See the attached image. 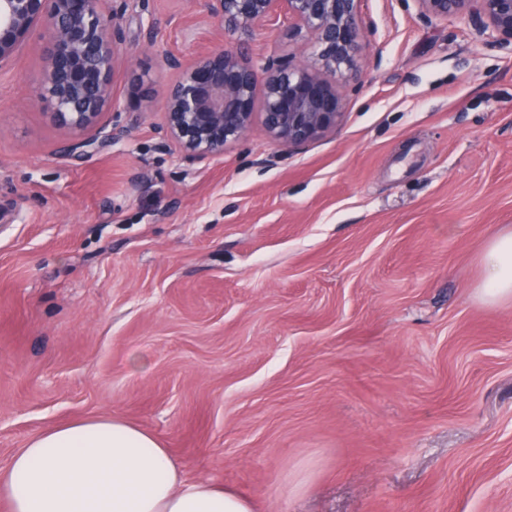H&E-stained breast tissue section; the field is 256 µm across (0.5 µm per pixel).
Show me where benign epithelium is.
<instances>
[{"label": "benign epithelium", "instance_id": "benign-epithelium-1", "mask_svg": "<svg viewBox=\"0 0 512 512\" xmlns=\"http://www.w3.org/2000/svg\"><path fill=\"white\" fill-rule=\"evenodd\" d=\"M423 18L468 15L474 35L512 47V0H414ZM358 0H203L228 34L284 18L300 62L243 61L245 47L221 45L185 64L174 55L165 65L176 79L165 90V129L182 151L197 159L224 154L251 124L256 90L263 84L262 122L278 146L290 149L336 130L343 112L336 83L349 81L362 39ZM123 13L109 0H0V66L41 27L49 40L38 100L52 105L57 126L83 133L104 110H116L110 79L119 60ZM113 127L68 142L80 157L120 138Z\"/></svg>", "mask_w": 512, "mask_h": 512}]
</instances>
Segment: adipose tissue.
Wrapping results in <instances>:
<instances>
[{"label": "adipose tissue", "mask_w": 512, "mask_h": 512, "mask_svg": "<svg viewBox=\"0 0 512 512\" xmlns=\"http://www.w3.org/2000/svg\"><path fill=\"white\" fill-rule=\"evenodd\" d=\"M479 296L512 299V230L480 259ZM10 512H253L251 501L207 480L187 479L151 434L112 416L47 429L0 472Z\"/></svg>", "instance_id": "ef3b65f1"}]
</instances>
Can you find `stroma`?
Here are the masks:
<instances>
[{"label":"stroma","mask_w":512,"mask_h":512,"mask_svg":"<svg viewBox=\"0 0 512 512\" xmlns=\"http://www.w3.org/2000/svg\"><path fill=\"white\" fill-rule=\"evenodd\" d=\"M124 11V136L75 159L37 31L0 67V468L116 415L255 512H512V301L478 259L512 227V50L464 16L360 0L336 130L222 156L167 137L165 56L223 38L200 0ZM251 59L291 58L283 22Z\"/></svg>","instance_id":"stroma-1"}]
</instances>
